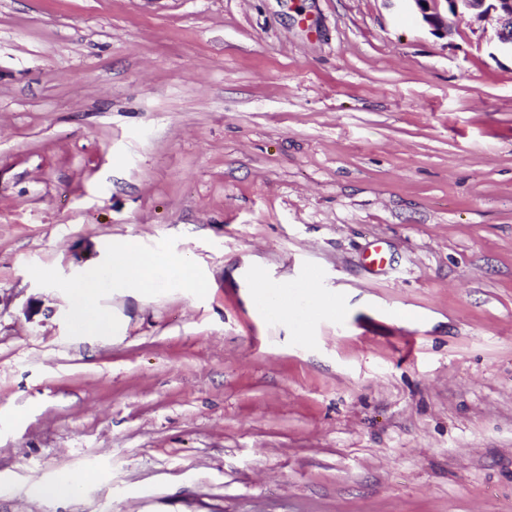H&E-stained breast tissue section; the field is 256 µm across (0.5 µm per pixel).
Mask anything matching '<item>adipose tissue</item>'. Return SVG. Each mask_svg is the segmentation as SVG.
I'll use <instances>...</instances> for the list:
<instances>
[{"instance_id":"obj_1","label":"adipose tissue","mask_w":512,"mask_h":512,"mask_svg":"<svg viewBox=\"0 0 512 512\" xmlns=\"http://www.w3.org/2000/svg\"><path fill=\"white\" fill-rule=\"evenodd\" d=\"M195 266L185 256H151L127 240L112 244V263L107 276H100L95 267H87L82 278L66 285L72 297L71 320L76 331L85 335L107 336L123 328L116 318L103 316L100 308V281L108 279L113 292L133 294L150 300L161 286L162 279L193 286Z\"/></svg>"}]
</instances>
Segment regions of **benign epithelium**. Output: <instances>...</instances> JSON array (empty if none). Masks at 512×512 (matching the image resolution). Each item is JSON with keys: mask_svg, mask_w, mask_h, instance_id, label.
Segmentation results:
<instances>
[{"mask_svg": "<svg viewBox=\"0 0 512 512\" xmlns=\"http://www.w3.org/2000/svg\"><path fill=\"white\" fill-rule=\"evenodd\" d=\"M434 35H446L451 20L469 15L477 21L496 22L488 45L495 53L512 57V0H407Z\"/></svg>", "mask_w": 512, "mask_h": 512, "instance_id": "obj_1", "label": "benign epithelium"}]
</instances>
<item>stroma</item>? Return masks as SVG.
I'll return each instance as SVG.
<instances>
[{"mask_svg":"<svg viewBox=\"0 0 512 512\" xmlns=\"http://www.w3.org/2000/svg\"><path fill=\"white\" fill-rule=\"evenodd\" d=\"M117 239L202 287L102 288L124 330L79 334L62 286ZM312 268L344 325L255 308ZM64 470L94 480L31 496ZM0 512H512V59L481 26L0 0ZM257 288H254V295H262L264 297H274L276 300L275 313L280 315V318H288L290 312V301L288 297L287 288L281 286L270 285L261 274L256 275Z\"/></svg>","mask_w":512,"mask_h":512,"instance_id":"1","label":"stroma"}]
</instances>
